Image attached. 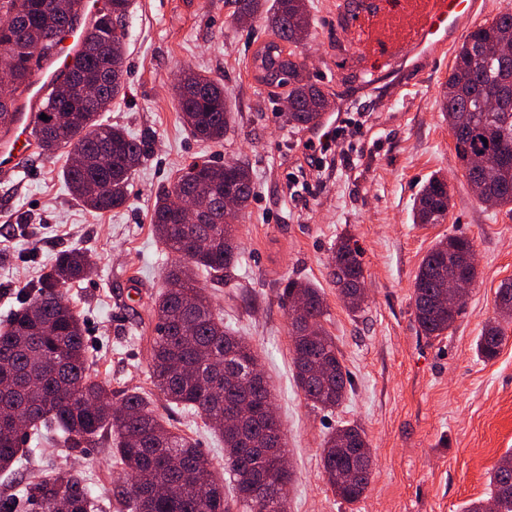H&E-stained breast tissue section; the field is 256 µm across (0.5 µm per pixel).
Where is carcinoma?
Segmentation results:
<instances>
[{
	"label": "carcinoma",
	"instance_id": "cac0c4a2",
	"mask_svg": "<svg viewBox=\"0 0 512 512\" xmlns=\"http://www.w3.org/2000/svg\"><path fill=\"white\" fill-rule=\"evenodd\" d=\"M131 0H104L103 8L82 41L66 77L46 94L37 109L48 120L36 119L32 130L39 154L51 157L65 149H81L83 165L69 164L63 178L72 195L98 212L124 206L129 186L144 156L145 141L123 128L100 121L124 90L123 44ZM233 20L248 24L264 19L273 39L253 54L259 79L268 87L287 88L292 126L316 123L326 104L324 93L304 74L294 47L306 41L312 28L308 0H233ZM83 13V0H0V70L12 76L15 89L0 96V132L10 128L9 115L32 84L42 62L52 53L55 38ZM39 44L36 57L26 48ZM512 46V6L472 30L457 49L442 88V111L455 140L464 177L477 197L499 207L512 206V68L504 66L495 49ZM511 79L508 108L489 112L487 88ZM71 80L103 85L107 103L67 96ZM178 112L184 125L202 141L224 139L229 109L224 86L191 70L176 88ZM200 189L210 214L200 224H184L177 214L181 193ZM233 197L236 212L254 197L249 168L226 160L194 162L177 170L170 186L155 200L152 214L156 237L177 261L166 273L167 287L155 301L156 333L152 345L151 378L165 400L199 414L224 441V456L235 483L241 512H288V500L269 507L273 484L266 455L268 438L282 431L280 421L251 413L237 431L224 429L225 414L240 404L258 407L273 399L265 376L249 368L258 364L252 345L224 327L210 296L198 286L197 271L216 281L235 269L241 252L233 225L224 223V198ZM448 181L431 177L419 191L414 207L417 224H441L448 216ZM473 250L464 236L439 240L423 258L414 283L415 319L420 332L437 338L456 322L461 308L448 295V279L476 280L475 270L458 256ZM93 263L82 251L63 250L53 265L21 299L19 308L0 326V471H8L29 449L22 447L24 429L43 435L54 424L70 448H82L112 435V451L124 467L125 479L110 496L118 512H229L224 485L211 464L189 438L173 432L156 414L152 401L131 390L119 405L109 404L110 390L88 373L85 328L67 304L65 290L88 277ZM330 275L349 312L362 308L364 270L359 250L340 238L332 254ZM284 307L298 301L302 313L290 323L292 362L297 386L306 400L320 408L342 403L350 383L335 338L324 328L327 305L321 289L289 279L280 296ZM512 302V288L500 286L494 299L496 316L477 341L485 359L497 356L505 339L502 303ZM322 476L347 503L361 499L373 475V459L363 430L344 425L323 441ZM490 500L498 512H512V452L489 472ZM19 500L39 503L41 512H58L61 500L68 512H92L94 500L86 479L68 468H54L26 483ZM17 500V501H19ZM17 501H0V512H17Z\"/></svg>",
	"mask_w": 512,
	"mask_h": 512
}]
</instances>
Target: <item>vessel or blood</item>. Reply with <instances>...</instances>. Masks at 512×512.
Instances as JSON below:
<instances>
[{"mask_svg":"<svg viewBox=\"0 0 512 512\" xmlns=\"http://www.w3.org/2000/svg\"><path fill=\"white\" fill-rule=\"evenodd\" d=\"M477 7L478 0H392L388 8L381 6L379 0H363L359 10L337 14L336 24L348 35L358 59H365L367 45L376 43L391 67V78L401 80L440 59L455 36L473 23ZM85 33V27L79 25L63 36L51 63L40 69L30 100L20 101L12 124L17 136L0 142L1 172H18L33 127L31 102L66 71L73 50ZM343 117L340 109L321 117L310 130L312 140L325 139L340 126Z\"/></svg>","mask_w":512,"mask_h":512,"instance_id":"1","label":"vessel or blood"}]
</instances>
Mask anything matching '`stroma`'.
Listing matches in <instances>:
<instances>
[{
	"label": "stroma",
	"mask_w": 512,
	"mask_h": 512,
	"mask_svg": "<svg viewBox=\"0 0 512 512\" xmlns=\"http://www.w3.org/2000/svg\"><path fill=\"white\" fill-rule=\"evenodd\" d=\"M309 5L313 34L297 59L326 94L328 111L346 94L348 111L367 113L355 151L323 175L312 170L305 128L282 117L284 89L260 83L253 66L254 50L271 38L264 21L236 26L231 0H131L124 94L101 115L146 142L129 202L103 213L85 207L63 180L66 152L45 158L30 146L22 171L0 177V252L9 257L0 265V324L58 252L86 251L95 272L66 297L85 323L92 377L116 400L131 389L146 393L197 444L217 479L227 480L219 436L200 416L168 405L151 382L154 300L174 260L156 238L151 215L156 195L182 164L239 160L254 183V200L234 223L241 262L224 282L203 273L198 281L225 326L253 346L272 386L294 471L288 512H463L485 496L490 469L512 451V323L494 359L476 349L494 317L497 288L512 281V211L482 203L462 175L439 105L453 53L413 87L388 81L356 95L336 0ZM186 67L221 82L229 95L232 120L222 143L195 138L179 117L175 90ZM435 174L448 181L451 207L444 223L423 226L413 221L414 201ZM294 176L312 184V193H291ZM453 235L472 241L478 278L453 327L428 340L415 322L414 279L435 243ZM343 237L356 243L364 269L366 298L355 314L330 277ZM290 278L312 282L325 295V327L350 377L332 411L314 408L293 378L288 315L279 300ZM349 423L364 430L374 462L371 483L353 504L320 474L324 438ZM57 467L81 472L96 496L125 478L111 437L78 451L60 439L35 442L21 464L0 472V499Z\"/></svg>",
	"instance_id": "obj_1"
}]
</instances>
